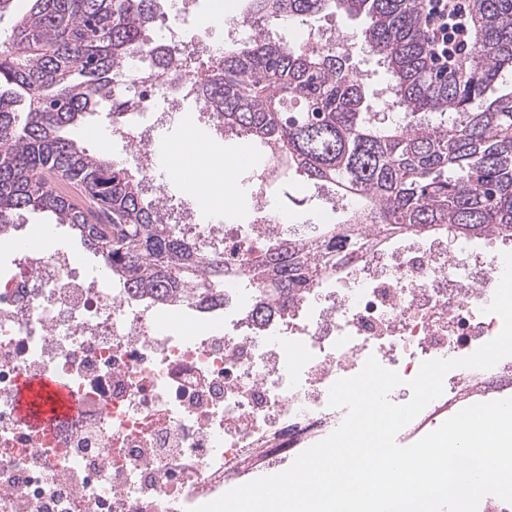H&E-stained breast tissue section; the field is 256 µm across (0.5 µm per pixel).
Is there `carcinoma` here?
<instances>
[{
	"mask_svg": "<svg viewBox=\"0 0 512 512\" xmlns=\"http://www.w3.org/2000/svg\"><path fill=\"white\" fill-rule=\"evenodd\" d=\"M0 47V239L25 212L65 224L133 300L224 303L218 237L173 224L145 178L65 135L107 105L120 123L142 104L129 60L165 67L149 44L159 0H30ZM478 37L447 75L426 56L420 0H247L252 30L202 83L210 127L272 144L288 169L336 198L367 204L380 238L433 231L512 242V0H469ZM364 21L386 69L389 111L334 51L293 48L270 31L319 15ZM350 224L268 241L247 277L277 310L367 242Z\"/></svg>",
	"mask_w": 512,
	"mask_h": 512,
	"instance_id": "carcinoma-1",
	"label": "carcinoma"
}]
</instances>
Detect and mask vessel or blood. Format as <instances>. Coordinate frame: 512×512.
<instances>
[{
  "instance_id": "obj_1",
  "label": "vessel or blood",
  "mask_w": 512,
  "mask_h": 512,
  "mask_svg": "<svg viewBox=\"0 0 512 512\" xmlns=\"http://www.w3.org/2000/svg\"><path fill=\"white\" fill-rule=\"evenodd\" d=\"M18 417L35 427H48L75 408L62 383L48 376L21 378L15 390Z\"/></svg>"
}]
</instances>
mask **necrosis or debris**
Here are the masks:
<instances>
[{"instance_id": "1", "label": "necrosis or debris", "mask_w": 512, "mask_h": 512, "mask_svg": "<svg viewBox=\"0 0 512 512\" xmlns=\"http://www.w3.org/2000/svg\"><path fill=\"white\" fill-rule=\"evenodd\" d=\"M223 44L206 23L183 29L169 17L151 46L169 53L181 78L157 71L166 99L156 122L200 103L202 64ZM125 164L149 176L157 150L147 132L108 125ZM282 157L261 151L248 178V224H204L222 238L224 266L257 262L261 242L296 214L273 204ZM0 274V512H187L263 471L293 463L331 434L345 412L330 386L368 357L402 379L422 362L472 354L498 335L487 307L504 270L474 241L394 240L326 271L287 314L261 316L264 293L233 275L224 303L202 310L178 299L137 302L102 267L63 248L17 238ZM52 374L79 405L43 433L21 421L19 378ZM512 397V357L488 370L447 373L443 394L412 420L419 434L439 418Z\"/></svg>"}]
</instances>
